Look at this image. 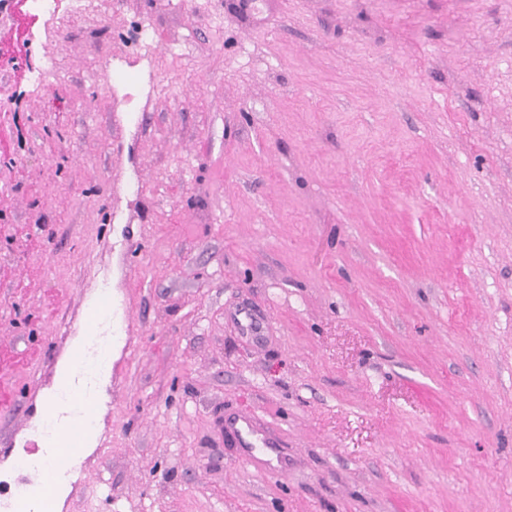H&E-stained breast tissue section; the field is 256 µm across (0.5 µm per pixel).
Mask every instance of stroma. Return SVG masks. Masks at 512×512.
Instances as JSON below:
<instances>
[{
  "label": "stroma",
  "mask_w": 512,
  "mask_h": 512,
  "mask_svg": "<svg viewBox=\"0 0 512 512\" xmlns=\"http://www.w3.org/2000/svg\"><path fill=\"white\" fill-rule=\"evenodd\" d=\"M0 12V481L108 289L65 512H512V0H112L16 51ZM243 335L258 341L264 335L265 321L250 307H242L233 314ZM112 361V348L106 347V354L102 362L94 366L95 377L92 384V395L86 400L87 419L86 422L79 427L72 428L69 424V418L56 415L54 421L49 420L50 428L58 432H63L64 440L62 443L55 442L56 446L63 448V451L71 456L74 448H86L95 440L99 422V403L101 399V387L105 379L108 377ZM108 371V372H107ZM103 373V374H101ZM101 374V375H100ZM230 441L242 454L275 474L288 471L284 444L262 426L248 411L236 412L224 420V441Z\"/></svg>",
  "instance_id": "1"
}]
</instances>
